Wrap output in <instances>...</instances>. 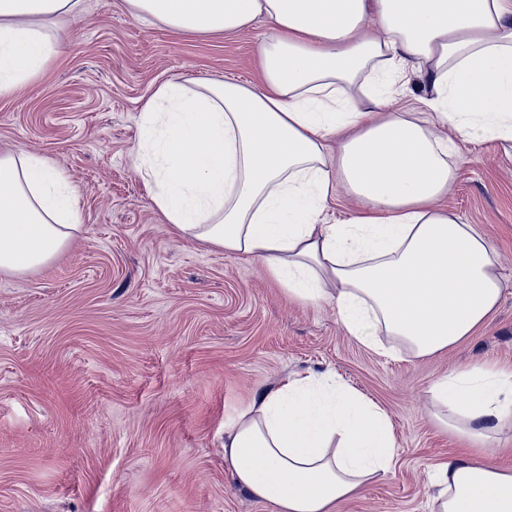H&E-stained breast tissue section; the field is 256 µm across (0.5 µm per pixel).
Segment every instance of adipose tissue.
I'll return each mask as SVG.
<instances>
[{
	"label": "adipose tissue",
	"mask_w": 512,
	"mask_h": 512,
	"mask_svg": "<svg viewBox=\"0 0 512 512\" xmlns=\"http://www.w3.org/2000/svg\"><path fill=\"white\" fill-rule=\"evenodd\" d=\"M176 31H269L262 81L162 84L140 114L136 164L173 231L260 260L289 297L329 302L373 351L417 358L474 334L496 308V253L441 207L454 138L512 142V0H127ZM81 0H0V95L59 52L54 19ZM424 78V111L384 112ZM360 209L330 224V197ZM76 187L35 152L0 155V274L43 268L81 230ZM432 415L466 442L434 470L430 512H512V467L484 454L512 423V369L438 377ZM397 445L377 404L336 382L286 379L224 439L236 486L276 512H335L390 472Z\"/></svg>",
	"instance_id": "1"
}]
</instances>
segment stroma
<instances>
[{"label": "stroma", "instance_id": "35a3bbf8", "mask_svg": "<svg viewBox=\"0 0 512 512\" xmlns=\"http://www.w3.org/2000/svg\"><path fill=\"white\" fill-rule=\"evenodd\" d=\"M60 52L0 96V152L48 158L78 190L82 229L37 271L0 275V512H275L234 483L224 437L285 377L334 376L380 406L393 472L338 512H430L431 471L455 439L427 413L440 375L512 366V146L455 143L449 211L494 245L496 310L431 357L385 355L328 304L291 300L261 261L171 232L135 165L139 115L169 81L254 83L264 19L192 35L83 0Z\"/></svg>", "mask_w": 512, "mask_h": 512}]
</instances>
